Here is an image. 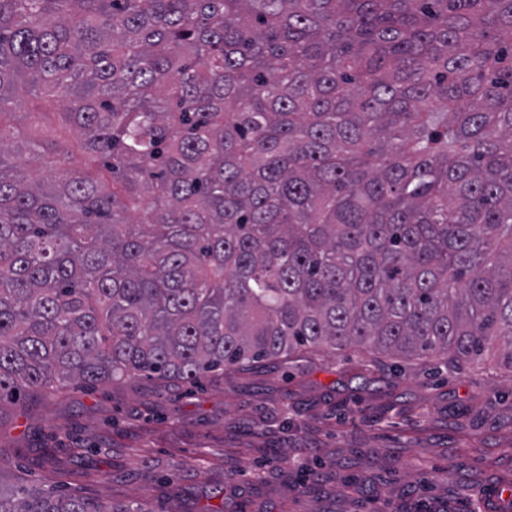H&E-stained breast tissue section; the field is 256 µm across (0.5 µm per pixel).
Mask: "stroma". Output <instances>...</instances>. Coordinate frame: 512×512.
<instances>
[{
  "instance_id": "obj_1",
  "label": "stroma",
  "mask_w": 512,
  "mask_h": 512,
  "mask_svg": "<svg viewBox=\"0 0 512 512\" xmlns=\"http://www.w3.org/2000/svg\"><path fill=\"white\" fill-rule=\"evenodd\" d=\"M318 350L197 382L67 384L0 406V482L156 512H483L512 488V374Z\"/></svg>"
}]
</instances>
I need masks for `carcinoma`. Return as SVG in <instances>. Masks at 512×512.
I'll use <instances>...</instances> for the list:
<instances>
[{
	"mask_svg": "<svg viewBox=\"0 0 512 512\" xmlns=\"http://www.w3.org/2000/svg\"><path fill=\"white\" fill-rule=\"evenodd\" d=\"M21 86L91 167L0 126V401L321 348L512 371V0H0Z\"/></svg>",
	"mask_w": 512,
	"mask_h": 512,
	"instance_id": "obj_1",
	"label": "carcinoma"
}]
</instances>
